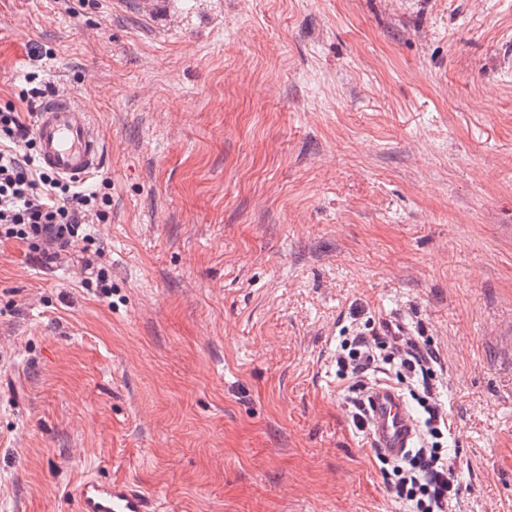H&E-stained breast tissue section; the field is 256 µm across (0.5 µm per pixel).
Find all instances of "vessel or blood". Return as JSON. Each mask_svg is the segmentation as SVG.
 <instances>
[{
  "instance_id": "b4317fda",
  "label": "vessel or blood",
  "mask_w": 512,
  "mask_h": 512,
  "mask_svg": "<svg viewBox=\"0 0 512 512\" xmlns=\"http://www.w3.org/2000/svg\"><path fill=\"white\" fill-rule=\"evenodd\" d=\"M37 162L49 173L84 180L104 164V140L91 113L67 95L46 100L36 114ZM364 411L376 447L399 458L412 448L417 424L402 395L377 382L367 392ZM77 512H160L157 497L128 478L108 481L95 476L81 480L76 492Z\"/></svg>"
}]
</instances>
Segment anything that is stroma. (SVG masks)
Segmentation results:
<instances>
[{
    "mask_svg": "<svg viewBox=\"0 0 512 512\" xmlns=\"http://www.w3.org/2000/svg\"><path fill=\"white\" fill-rule=\"evenodd\" d=\"M45 86L106 144L112 295L0 243V512H402L365 321L439 354L456 512H512V0H0V105ZM77 512H160L157 497L128 478L81 480L76 492Z\"/></svg>",
    "mask_w": 512,
    "mask_h": 512,
    "instance_id": "1",
    "label": "stroma"
}]
</instances>
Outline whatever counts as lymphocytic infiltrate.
I'll return each mask as SVG.
<instances>
[{
	"label": "lymphocytic infiltrate",
	"mask_w": 512,
	"mask_h": 512,
	"mask_svg": "<svg viewBox=\"0 0 512 512\" xmlns=\"http://www.w3.org/2000/svg\"><path fill=\"white\" fill-rule=\"evenodd\" d=\"M35 125L15 104L0 109V240L25 243L42 264L74 254L84 269L94 266L95 241L87 228L104 221L103 201L73 181L42 171L36 163ZM436 353L418 337L397 329L386 335L358 332L345 337L336 353L341 378L363 383L368 371L389 365L398 382H415L426 412L421 441L405 465L385 471L388 488L404 512H453L459 476L440 445L451 424L431 404Z\"/></svg>",
	"instance_id": "lymphocytic-infiltrate-1"
}]
</instances>
